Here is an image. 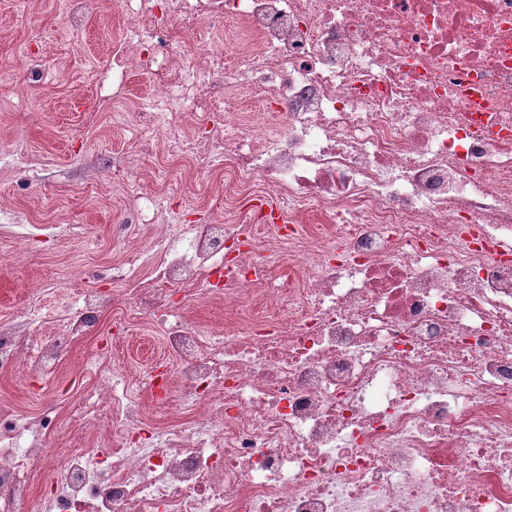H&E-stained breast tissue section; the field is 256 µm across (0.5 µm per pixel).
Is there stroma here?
I'll list each match as a JSON object with an SVG mask.
<instances>
[{"instance_id":"stroma-1","label":"stroma","mask_w":512,"mask_h":512,"mask_svg":"<svg viewBox=\"0 0 512 512\" xmlns=\"http://www.w3.org/2000/svg\"><path fill=\"white\" fill-rule=\"evenodd\" d=\"M103 12L83 28L71 27L65 0H0V149L17 152L19 165L0 170V208L11 211L0 222V326L30 322L35 335H60L72 300L80 289L112 290V266L123 259L113 227L131 221L132 195L113 182L116 170L137 153L146 132L124 107L99 102L97 72L112 66V20L116 0H103ZM50 64L42 79L28 77L29 44ZM156 182L144 193L164 194V206L185 223L210 215L197 188L177 183L160 158ZM25 236L26 247L16 245ZM111 347L114 369L144 372L160 353L158 336L130 332L112 341V312L104 310L86 336L62 355L56 372L39 392L0 370V408L26 418L54 403L57 429L49 443L55 453L86 447L90 439L73 412V402L88 384L82 367Z\"/></svg>"}]
</instances>
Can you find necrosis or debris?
<instances>
[{
  "label": "necrosis or debris",
  "instance_id": "4bbe7bcc",
  "mask_svg": "<svg viewBox=\"0 0 512 512\" xmlns=\"http://www.w3.org/2000/svg\"><path fill=\"white\" fill-rule=\"evenodd\" d=\"M138 127L222 174L204 224L135 200L131 303L77 294L64 337L0 331V368L54 372L104 307L161 330L142 377L86 372L106 444L51 460L52 411L0 413V512H512V0H119ZM228 20L190 47L172 25ZM237 56L221 58L224 44ZM263 91L259 112L221 110ZM220 299L214 340L177 304ZM180 400L189 419L149 426ZM54 475L43 490L32 477Z\"/></svg>",
  "mask_w": 512,
  "mask_h": 512
}]
</instances>
